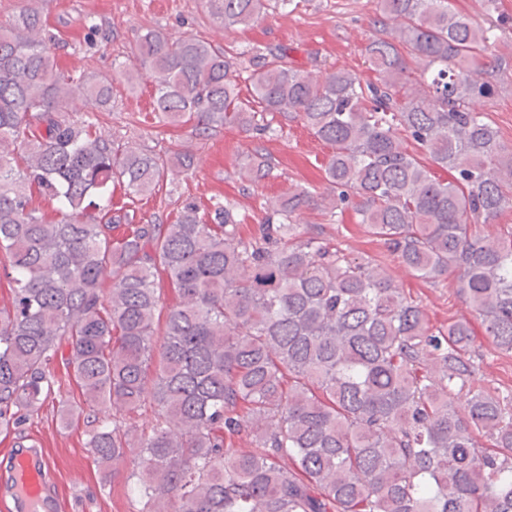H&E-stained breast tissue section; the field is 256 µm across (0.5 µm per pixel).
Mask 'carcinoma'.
I'll return each instance as SVG.
<instances>
[{
  "label": "carcinoma",
  "mask_w": 512,
  "mask_h": 512,
  "mask_svg": "<svg viewBox=\"0 0 512 512\" xmlns=\"http://www.w3.org/2000/svg\"><path fill=\"white\" fill-rule=\"evenodd\" d=\"M288 2L207 0L226 30ZM378 5L365 82L297 69L286 47L245 60L196 36H139L124 76L153 82L164 124L266 135L289 116L334 147L324 191L290 187L251 236L228 202L211 215L187 203L173 224L88 216L111 207L110 187L151 195L191 157L66 117L76 95L109 106L112 83L63 70L36 9L0 28V257L14 273L0 427L20 428L55 393L66 343L82 403L62 405L61 422L83 421L98 464L130 461L136 512H512V392L474 385L469 322L432 329L386 264L426 281L458 272L491 343L512 353V231L474 228L512 210V148L476 109L512 61L490 56L500 24L450 0ZM408 141L452 179L433 178ZM243 169L257 182L270 164L256 153ZM34 189L59 219L32 208ZM315 209L354 211L386 253L352 258L302 231ZM148 402L144 431L127 416ZM242 436L250 449L235 447Z\"/></svg>",
  "instance_id": "carcinoma-1"
}]
</instances>
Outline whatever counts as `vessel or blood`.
I'll use <instances>...</instances> for the list:
<instances>
[{
    "label": "vessel or blood",
    "mask_w": 512,
    "mask_h": 512,
    "mask_svg": "<svg viewBox=\"0 0 512 512\" xmlns=\"http://www.w3.org/2000/svg\"><path fill=\"white\" fill-rule=\"evenodd\" d=\"M49 468L48 458L40 452L12 460L9 493L17 512H59L61 503L47 481Z\"/></svg>",
    "instance_id": "1"
}]
</instances>
